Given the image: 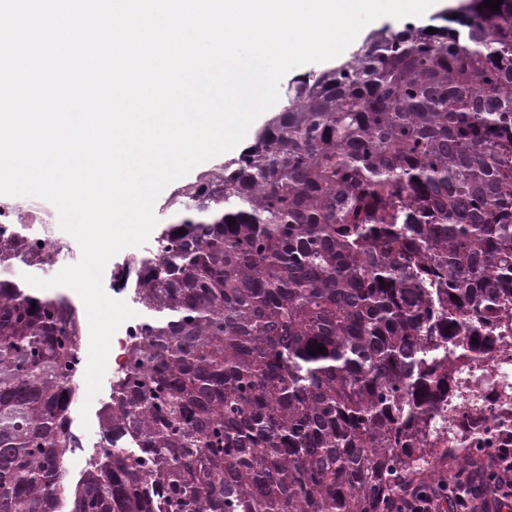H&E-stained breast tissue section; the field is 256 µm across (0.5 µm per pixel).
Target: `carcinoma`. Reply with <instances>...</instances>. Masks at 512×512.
Masks as SVG:
<instances>
[{
  "instance_id": "1",
  "label": "carcinoma",
  "mask_w": 512,
  "mask_h": 512,
  "mask_svg": "<svg viewBox=\"0 0 512 512\" xmlns=\"http://www.w3.org/2000/svg\"><path fill=\"white\" fill-rule=\"evenodd\" d=\"M433 28L297 81L191 189L76 480L73 308L0 278V512H385L451 452V369L512 321V0ZM16 262H51L25 224Z\"/></svg>"
}]
</instances>
